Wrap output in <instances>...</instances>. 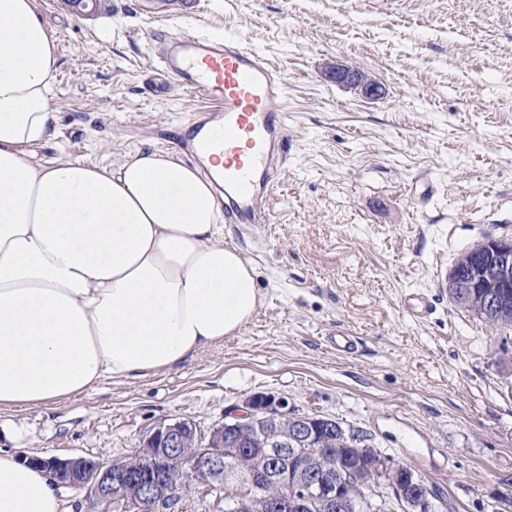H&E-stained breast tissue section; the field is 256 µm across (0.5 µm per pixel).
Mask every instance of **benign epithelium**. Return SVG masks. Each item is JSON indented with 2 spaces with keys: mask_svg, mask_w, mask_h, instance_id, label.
I'll return each instance as SVG.
<instances>
[{
  "mask_svg": "<svg viewBox=\"0 0 512 512\" xmlns=\"http://www.w3.org/2000/svg\"><path fill=\"white\" fill-rule=\"evenodd\" d=\"M325 76L356 87L367 99L382 95L381 85L364 73L342 65H330ZM484 248L489 262L477 278L448 283L458 301L479 298L487 319H512V241L492 238ZM268 446L281 449L278 464L255 469L247 482L237 486L225 500L229 512H301L313 500L322 512H337L350 506L349 491L361 471L368 470L375 482L387 478L394 462L371 448H358V464L342 465L336 471L325 459L310 451L316 432L335 442L342 432L333 418L297 413L288 402L268 393H255L243 405L224 412V422L202 431L187 419L161 424L140 439L126 460L103 465L86 456H24L26 462L44 469L61 487L85 489L104 502L121 503L139 512H169L191 490L220 493L224 489V456L233 453L247 462L249 448L258 432ZM398 503L402 512H435L436 504L427 482L413 470L405 472Z\"/></svg>",
  "mask_w": 512,
  "mask_h": 512,
  "instance_id": "7a95c632",
  "label": "benign epithelium"
}]
</instances>
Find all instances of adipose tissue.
<instances>
[{
	"label": "adipose tissue",
	"instance_id": "obj_1",
	"mask_svg": "<svg viewBox=\"0 0 512 512\" xmlns=\"http://www.w3.org/2000/svg\"><path fill=\"white\" fill-rule=\"evenodd\" d=\"M58 62L38 0H0V409L174 369L260 301L253 267L218 238L212 182L174 152L115 169L34 161ZM0 512H62L60 489L0 449Z\"/></svg>",
	"mask_w": 512,
	"mask_h": 512
}]
</instances>
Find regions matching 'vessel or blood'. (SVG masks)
Wrapping results in <instances>:
<instances>
[{
	"label": "vessel or blood",
	"mask_w": 512,
	"mask_h": 512,
	"mask_svg": "<svg viewBox=\"0 0 512 512\" xmlns=\"http://www.w3.org/2000/svg\"><path fill=\"white\" fill-rule=\"evenodd\" d=\"M152 39L159 52L147 66L160 78L156 95H165L172 79L222 102L192 121L187 150L194 157L223 151L224 172L213 181L224 196L225 223H270L276 180L288 160L287 84L281 73L233 38L199 33L175 40L156 30ZM402 308L416 320L433 312L430 297L414 291L404 295Z\"/></svg>",
	"instance_id": "obj_1"
}]
</instances>
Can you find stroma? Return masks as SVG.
Here are the masks:
<instances>
[{"label": "stroma", "mask_w": 512, "mask_h": 512, "mask_svg": "<svg viewBox=\"0 0 512 512\" xmlns=\"http://www.w3.org/2000/svg\"><path fill=\"white\" fill-rule=\"evenodd\" d=\"M39 0L54 28L58 122L42 161L119 167L179 151L209 100L150 94L153 30L232 36L288 85V162L274 221L237 233L263 303L238 335L175 369L104 380L62 403L0 411V448L127 457L148 430L201 428L256 392L362 430L414 469L445 512H500L512 495V344L455 308L446 281L485 237L512 238V0ZM343 64L381 97L327 79ZM409 291L435 311L414 320ZM359 339L339 354L327 335ZM448 454L451 473L433 471Z\"/></svg>", "instance_id": "obj_1"}]
</instances>
